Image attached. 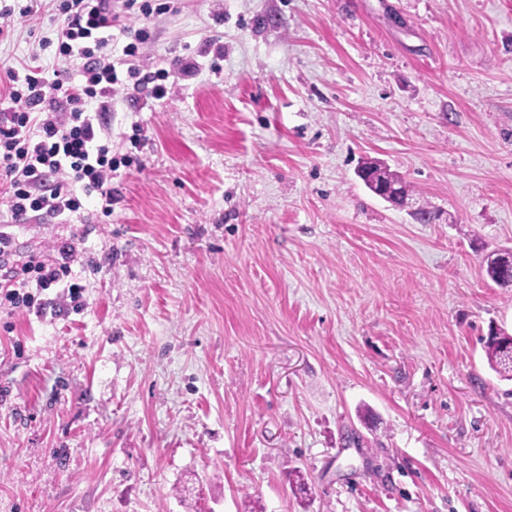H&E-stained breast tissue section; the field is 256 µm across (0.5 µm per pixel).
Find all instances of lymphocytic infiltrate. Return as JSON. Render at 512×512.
Wrapping results in <instances>:
<instances>
[{
  "mask_svg": "<svg viewBox=\"0 0 512 512\" xmlns=\"http://www.w3.org/2000/svg\"><path fill=\"white\" fill-rule=\"evenodd\" d=\"M170 0H52L53 49L60 68L47 70L40 55L8 70L0 82V185L5 188L11 223L51 219L59 224L80 217L84 202L95 199L103 216L116 202L112 181L134 156L112 155V102L120 84L112 59V41L122 36L121 58L128 79L144 97L164 98L172 72L194 75L196 58H176L167 67L142 72L135 62L155 43L152 21L173 12ZM138 17L140 26L126 24ZM49 260L40 253L17 254L0 231V309L42 312L41 291L58 288L72 310L83 307V287L73 273L84 257L73 244L56 248Z\"/></svg>",
  "mask_w": 512,
  "mask_h": 512,
  "instance_id": "lymphocytic-infiltrate-1",
  "label": "lymphocytic infiltrate"
}]
</instances>
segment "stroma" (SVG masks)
<instances>
[{
	"label": "stroma",
	"instance_id": "35a3bbf8",
	"mask_svg": "<svg viewBox=\"0 0 512 512\" xmlns=\"http://www.w3.org/2000/svg\"><path fill=\"white\" fill-rule=\"evenodd\" d=\"M112 114L80 311L0 313V512H512V0H178ZM16 21L0 75L40 52ZM42 62L57 68L51 52ZM140 131V147L129 138ZM384 161L437 212L369 192ZM168 66L169 70L160 68L142 75V70L139 67L131 65L127 68L126 73L128 79L133 81V87L139 94L145 98L162 99L167 95L168 88L165 84L158 83V81H165L169 72L178 71L185 76H192L202 68L203 64L192 57L172 59L168 62ZM503 253L488 256L483 261V271L487 278L497 285L501 284V280L509 278L512 281V254L508 257V261L502 256ZM491 330L482 338L488 363L501 377L512 380V336L502 330L491 334Z\"/></svg>",
	"mask_w": 512,
	"mask_h": 512
}]
</instances>
